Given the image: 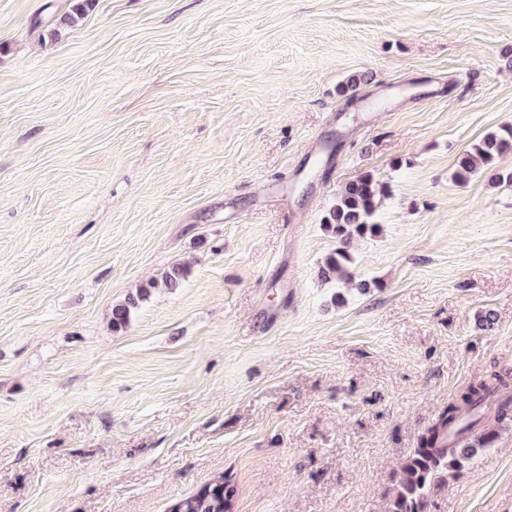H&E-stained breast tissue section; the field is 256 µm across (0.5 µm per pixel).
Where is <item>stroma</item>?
Returning a JSON list of instances; mask_svg holds the SVG:
<instances>
[{"instance_id": "obj_1", "label": "stroma", "mask_w": 512, "mask_h": 512, "mask_svg": "<svg viewBox=\"0 0 512 512\" xmlns=\"http://www.w3.org/2000/svg\"><path fill=\"white\" fill-rule=\"evenodd\" d=\"M70 5L0 0V512L223 474L235 512H389L438 410L512 368V152L453 177L512 125V0H95L50 37ZM365 172L369 290L335 306L321 219ZM496 432L428 512H512ZM512 151V126L502 127L500 131L489 133L472 151H466L457 160L456 177L468 180L488 170L502 154ZM158 285V281H152L148 286L140 287L135 295H129L124 301L116 304L112 308V328L118 329L125 326L132 311L136 309L140 302L146 300L151 293V289Z\"/></svg>"}]
</instances>
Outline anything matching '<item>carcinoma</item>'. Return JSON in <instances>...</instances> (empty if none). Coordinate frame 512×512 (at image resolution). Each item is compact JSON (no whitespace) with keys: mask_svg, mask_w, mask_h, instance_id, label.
<instances>
[{"mask_svg":"<svg viewBox=\"0 0 512 512\" xmlns=\"http://www.w3.org/2000/svg\"><path fill=\"white\" fill-rule=\"evenodd\" d=\"M92 6L93 0H72L71 9L55 20L50 36L57 38L62 31L76 26ZM367 82V74H352L341 86L340 94L352 99ZM511 151L512 126H505L486 135L458 158L456 177L460 180L474 177L489 169L500 155ZM386 189L369 172L341 187L322 217L323 226L336 239V248L319 268L321 280L343 283L354 280L349 268L351 245L355 239L372 235L378 229L374 218ZM188 273L186 265L174 264L164 272L161 282L152 281L113 306L112 328L126 325L132 311L148 298L156 285L177 288ZM491 408L499 421L512 418L511 368L495 371L489 378L469 384L438 411L434 422L421 436L419 447L402 467L403 476L390 512H427L431 489L443 481L444 473L461 472L493 440L494 432L484 425L486 411ZM236 495L234 483L223 478L175 501L168 512H232Z\"/></svg>","mask_w":512,"mask_h":512,"instance_id":"cac0c4a2","label":"carcinoma"}]
</instances>
